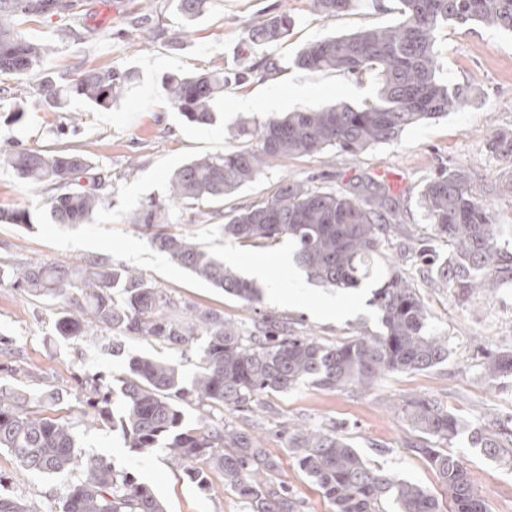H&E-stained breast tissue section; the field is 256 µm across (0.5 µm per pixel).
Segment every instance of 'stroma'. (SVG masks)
Returning a JSON list of instances; mask_svg holds the SVG:
<instances>
[{
    "mask_svg": "<svg viewBox=\"0 0 512 512\" xmlns=\"http://www.w3.org/2000/svg\"><path fill=\"white\" fill-rule=\"evenodd\" d=\"M62 15H17L16 29L24 39L48 44L51 55L24 77V97H15L13 79L0 76V147H31L43 151L70 149L88 157L106 172L102 206L115 209L119 186L132 183L165 156L194 148L175 123L176 112L162 93L170 75L214 68H251L242 83H229L225 93L241 98L296 73L295 58L306 44L366 27L394 24L396 0H358L354 9L332 19L314 14L310 0H209L205 14L184 25L174 0H70ZM288 9L294 26L275 51L247 47L250 25L271 13ZM441 76L449 86L470 92L469 104L447 116L406 129L391 145H378L350 156L328 149L287 162H274L251 183L224 200L225 207L244 209L269 198L281 177L311 187L340 189L356 178L387 175L396 199L398 230L386 241L383 254L391 257L434 244L448 254L447 243L437 242L420 206L423 186L441 168L458 164L472 173L471 189L486 203L493 223L512 240V193L503 185L512 179V165L492 152L494 133L512 130V33L483 25L449 23L437 35ZM114 67L132 70L137 80L111 106L95 107L74 97L57 108L44 100L43 79L59 83L77 78L88 69ZM21 112L12 121V112ZM79 124H72V116ZM174 228L189 233L201 247L227 256L241 276L256 253L292 255L288 239L266 244L232 241L219 229L220 217L199 216L194 208L172 210ZM37 225L0 222V267L18 268L30 259L47 263L82 257L79 249H61L36 240ZM407 271L419 287L436 330L448 338V358L432 369L392 373L367 392L348 389L331 392L301 385L287 392L256 396L246 412L225 411V423L259 434L262 444L281 460V479L302 502L301 512H333L332 505L285 450L290 427L336 430L345 436L367 465L396 479L427 488L448 505L449 498L435 471L410 447L414 433L401 407L413 396H429L459 417L465 431L449 446L467 467L474 488L490 512H512V441L502 445L509 457L500 462L482 455L470 442V430L512 418V379L489 383L479 365L487 350L512 347V283L495 296L463 297L429 284L430 274L417 260ZM143 277L166 295L183 314L209 310L243 329L263 319L288 322L299 335L339 342L359 332L380 329L371 305V285L344 292L345 309L322 310L331 290L309 284L310 307L300 308L262 296L255 303L224 293L202 291L169 280L155 271ZM59 300L46 301L26 294L10 282L0 283V336L11 341L9 354H0V387L24 392L28 409L62 418L73 430L83 452L110 463L118 472H131L149 485L166 512H246L244 504L225 491L219 473H212L209 491H201L170 463L164 448L145 456L128 448L120 428L92 423L82 383L103 375L124 377L131 356L179 360L184 374L198 363L201 340L183 349L126 337L120 351L107 349V334L91 331L66 339L55 330L62 310ZM71 479L19 471L13 456L0 450V491L24 499L36 512H47L51 496H62Z\"/></svg>",
    "mask_w": 512,
    "mask_h": 512,
    "instance_id": "obj_1",
    "label": "stroma"
}]
</instances>
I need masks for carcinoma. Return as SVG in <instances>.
Masks as SVG:
<instances>
[{
	"instance_id": "obj_1",
	"label": "carcinoma",
	"mask_w": 512,
	"mask_h": 512,
	"mask_svg": "<svg viewBox=\"0 0 512 512\" xmlns=\"http://www.w3.org/2000/svg\"><path fill=\"white\" fill-rule=\"evenodd\" d=\"M400 17L389 27H367L355 33L327 36L307 44L297 66L372 74L380 89L361 108L337 104L273 116L258 124L239 121L237 131L256 146L191 159L173 171L168 203H152L131 217L149 231L154 247L200 279L245 302L259 301V288L224 259L201 248L186 233H171V207L217 204L224 216V236L240 241L291 239L295 259L308 277L328 287L356 288L379 279L371 304L379 312L381 332H359L339 343L314 336H295L283 327L261 326L245 336L235 324L211 312L184 318L168 312L169 302L138 272L105 256L76 264L30 261L0 279L36 298L63 297L60 335L75 338L86 328H104L114 336L141 337L176 349L195 336L206 337L196 371L185 378L176 360L130 358L120 379L124 408L110 410L112 383L100 377L91 385L95 422L121 428L131 451L149 454L161 445L168 457L198 489H210L209 471L220 472L224 489L234 493L248 512H300L301 501L277 478L279 461L250 433L212 423L184 426L178 402L240 411L258 393L286 392L308 382L329 391L350 387L371 390L391 373L430 369L448 359V337L433 327L417 288L388 263L377 276L379 254L392 229L396 208L389 188L371 177L334 191L281 178L266 201L224 212V197L253 181L276 159L310 156L328 148L358 155L376 145L399 140L409 127L463 108L466 90L448 88L439 76L437 30L455 22H477L512 32V0H398ZM208 0H175L186 23L201 17ZM352 0H311L312 11L331 19L349 10ZM66 0H0V76L22 78L52 52L46 45L22 39L14 30L18 14H62ZM293 17L283 11L249 27L247 43L272 49L288 36ZM128 70L84 71L69 85L50 79L41 91L55 105L76 94L91 105L107 107L128 88ZM224 69L169 77L163 90L186 120L212 125L218 120L214 100L224 92ZM491 148L512 163V132L494 134ZM0 164L39 190L51 188L49 217L56 224H84L102 203L105 177L93 171L84 155L35 149L0 150ZM87 184H80V179ZM469 169L441 170L424 186L420 204L434 236L452 248L438 263L437 285L466 294L474 288L491 293L512 282V251L501 227L492 223L483 201L470 188ZM118 292L121 301L112 297ZM481 375L492 382L512 377V348L490 350ZM26 396L0 388V449L9 451L24 472L58 476L78 472L49 512H164L160 499L129 472L117 473L98 456L86 455L66 422L22 405ZM404 414L419 439L413 451L436 472L452 503L450 512H489L474 490L460 458L439 441L451 442L460 419L436 400L415 396ZM473 443L495 457L497 433L476 431ZM288 454L335 507V512H383L391 502L397 512H443L439 500L422 486L372 471L362 456L336 431L294 429L287 435ZM0 512H33L30 505L0 493Z\"/></svg>"
}]
</instances>
